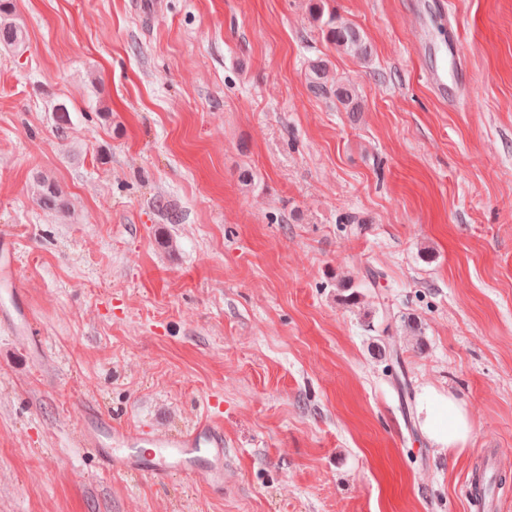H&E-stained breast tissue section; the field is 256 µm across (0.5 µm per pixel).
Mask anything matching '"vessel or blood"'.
Returning a JSON list of instances; mask_svg holds the SVG:
<instances>
[{"label":"vessel or blood","mask_w":512,"mask_h":512,"mask_svg":"<svg viewBox=\"0 0 512 512\" xmlns=\"http://www.w3.org/2000/svg\"><path fill=\"white\" fill-rule=\"evenodd\" d=\"M0 293L8 299L0 308V329L11 333L29 332L28 311L22 300L17 273L15 237L0 236ZM213 404H206L205 419L178 431L164 430L152 434L147 441L149 453H141L140 441L133 430L114 427L100 411L83 412L80 429L84 446L97 448L110 471L165 480L172 472L202 475L207 483L224 482V430L211 422Z\"/></svg>","instance_id":"vessel-or-blood-1"}]
</instances>
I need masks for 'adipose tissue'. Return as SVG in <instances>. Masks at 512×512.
<instances>
[{
    "label": "adipose tissue",
    "instance_id": "ef3b65f1",
    "mask_svg": "<svg viewBox=\"0 0 512 512\" xmlns=\"http://www.w3.org/2000/svg\"><path fill=\"white\" fill-rule=\"evenodd\" d=\"M422 427L429 438L444 449L464 446L471 434V423L464 405L454 396L424 391L418 407Z\"/></svg>",
    "mask_w": 512,
    "mask_h": 512
}]
</instances>
